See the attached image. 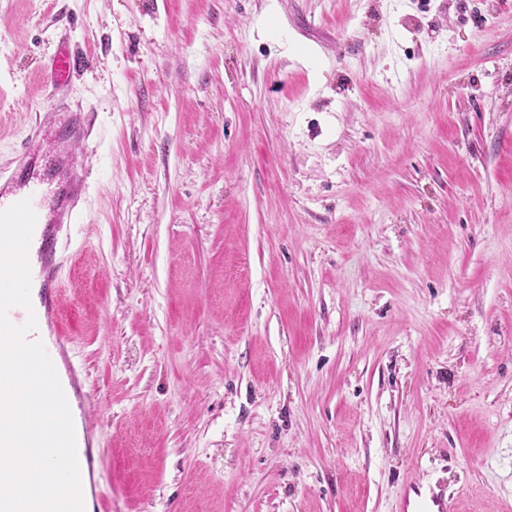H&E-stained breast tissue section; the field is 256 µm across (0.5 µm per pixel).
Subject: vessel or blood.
Here are the masks:
<instances>
[{
  "mask_svg": "<svg viewBox=\"0 0 512 512\" xmlns=\"http://www.w3.org/2000/svg\"><path fill=\"white\" fill-rule=\"evenodd\" d=\"M85 66L67 41H59L43 65L41 78L54 94L63 93L76 73ZM91 114L84 110L55 107L38 116L30 141L12 166L0 171V211L30 200L36 222L47 225L40 238L41 273L45 284L39 316L55 319L62 294L56 275L58 233L82 214L88 173L76 150L89 137ZM455 502L442 492L423 491L417 482L405 488L401 512H456Z\"/></svg>",
  "mask_w": 512,
  "mask_h": 512,
  "instance_id": "b4317fda",
  "label": "vessel or blood"
}]
</instances>
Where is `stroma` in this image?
I'll use <instances>...</instances> for the list:
<instances>
[{
  "label": "stroma",
  "instance_id": "1",
  "mask_svg": "<svg viewBox=\"0 0 512 512\" xmlns=\"http://www.w3.org/2000/svg\"><path fill=\"white\" fill-rule=\"evenodd\" d=\"M63 36L112 512H512V0H0V169ZM413 508L414 510H409ZM458 511L457 503L448 500L439 490L429 489L423 492L422 487L414 480L408 482L405 488L401 512H455Z\"/></svg>",
  "mask_w": 512,
  "mask_h": 512
}]
</instances>
